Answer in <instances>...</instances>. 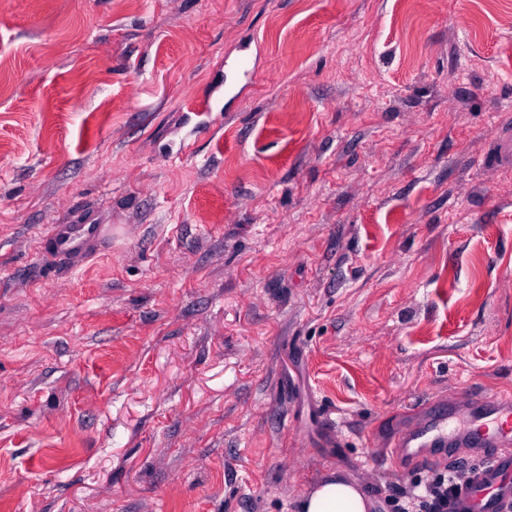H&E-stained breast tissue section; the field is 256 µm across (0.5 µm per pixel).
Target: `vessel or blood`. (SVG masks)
<instances>
[{"label":"vessel or blood","mask_w":512,"mask_h":512,"mask_svg":"<svg viewBox=\"0 0 512 512\" xmlns=\"http://www.w3.org/2000/svg\"><path fill=\"white\" fill-rule=\"evenodd\" d=\"M94 224H59L51 244L60 254L85 251L97 239ZM401 456L420 451L468 471L457 499L458 512H512V396L472 389L422 408L415 423L395 430ZM471 448V458L458 455Z\"/></svg>","instance_id":"vessel-or-blood-1"}]
</instances>
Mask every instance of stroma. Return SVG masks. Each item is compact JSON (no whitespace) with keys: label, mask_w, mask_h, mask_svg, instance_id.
<instances>
[{"label":"stroma","mask_w":512,"mask_h":512,"mask_svg":"<svg viewBox=\"0 0 512 512\" xmlns=\"http://www.w3.org/2000/svg\"><path fill=\"white\" fill-rule=\"evenodd\" d=\"M1 60L0 512H393L512 393V0H0ZM97 238V224H56L50 240L57 253L75 254L85 251L88 244ZM372 508L360 487L339 473L322 479L297 501V512H371Z\"/></svg>","instance_id":"obj_1"}]
</instances>
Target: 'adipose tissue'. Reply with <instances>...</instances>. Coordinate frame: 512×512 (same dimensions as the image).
I'll return each mask as SVG.
<instances>
[{"label": "adipose tissue", "instance_id": "1", "mask_svg": "<svg viewBox=\"0 0 512 512\" xmlns=\"http://www.w3.org/2000/svg\"><path fill=\"white\" fill-rule=\"evenodd\" d=\"M372 508L360 487L338 473L316 483L297 501V512H371Z\"/></svg>", "mask_w": 512, "mask_h": 512}]
</instances>
